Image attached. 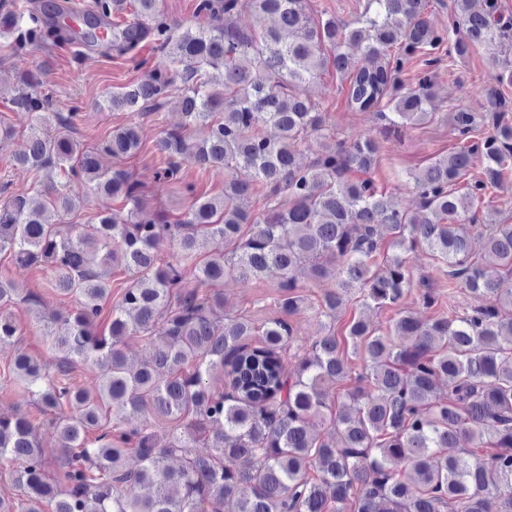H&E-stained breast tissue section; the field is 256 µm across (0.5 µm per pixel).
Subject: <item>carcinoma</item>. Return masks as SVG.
<instances>
[{
  "label": "carcinoma",
  "mask_w": 512,
  "mask_h": 512,
  "mask_svg": "<svg viewBox=\"0 0 512 512\" xmlns=\"http://www.w3.org/2000/svg\"><path fill=\"white\" fill-rule=\"evenodd\" d=\"M249 2L248 21L223 25L238 0H196L205 26L173 23L160 0H133L131 17L102 39L96 29L119 4L95 0L79 33L84 51L150 68L147 79L113 92L108 109L139 116L174 103L183 116L157 144L166 156L157 175L189 199L173 223L142 217L140 183L102 166L103 155L140 151L137 123L88 149L73 136L75 113L55 112L49 95L26 90L36 76L13 87V108L35 116L20 168L56 170L125 208L104 205L92 224H50L48 210L65 215L79 203L57 185L0 206V253L47 270L59 294L80 298L70 314L44 317L48 353L19 350L10 362L57 440L51 454L28 414H0V464L12 466L18 492L0 498V512L46 504L52 512H512V224L477 226L472 214L512 175V125L495 120L479 138L478 112L456 109L457 146L410 173L419 208L403 210L371 177L377 142L337 137L308 95L331 68L348 83V106L373 113L385 132L422 125L435 115L433 75L407 84L403 61L422 55L429 66L445 43L450 54L498 44L512 37V18L497 0L478 10L455 0L451 34L433 23L428 0H367L352 24L311 17L306 0ZM50 35L64 40L37 0H15L0 14V40L39 46ZM146 42L162 53L155 64L136 56ZM268 126L275 137L264 134ZM315 135L322 149L300 162V144ZM477 159L482 175L458 193ZM185 163L224 166V195L197 194L182 181ZM418 250L485 303L429 320L401 309ZM113 267L131 282L107 309L104 271ZM189 269L200 287L184 290ZM270 270L279 273V317L224 313L213 286ZM305 270L336 288L316 307L319 334L290 378V316L303 303ZM356 295L365 306L398 309V318L386 333L352 321L348 357L336 316ZM19 297L0 279V345L21 333L10 313ZM131 338L150 354L136 366L124 352ZM80 367L95 370V389L78 384ZM217 377L229 392L213 386ZM343 381L351 382L344 399L330 403L327 383ZM160 421L171 424L163 443ZM201 442L204 456L195 452Z\"/></svg>",
  "instance_id": "obj_1"
}]
</instances>
